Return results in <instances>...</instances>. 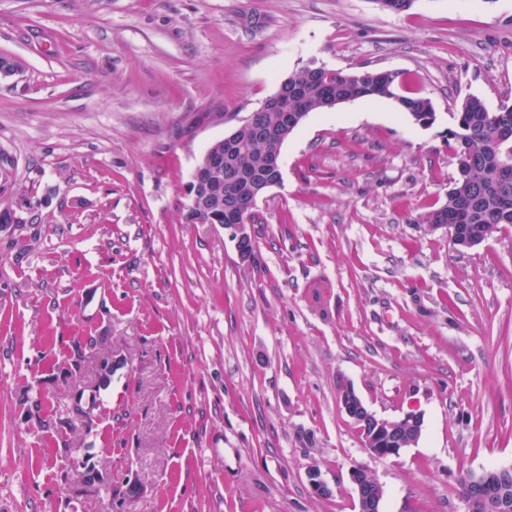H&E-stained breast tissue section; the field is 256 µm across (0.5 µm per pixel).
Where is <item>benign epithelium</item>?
<instances>
[{
  "mask_svg": "<svg viewBox=\"0 0 512 512\" xmlns=\"http://www.w3.org/2000/svg\"><path fill=\"white\" fill-rule=\"evenodd\" d=\"M249 127L271 143L269 167L276 173V179H281V154L277 149L279 131L259 122H253ZM271 186L272 183L265 177L257 176L245 181L231 163L228 162L224 166V231L235 242L238 256L243 262L252 259L250 252L240 248L241 242L249 237L250 232L245 216L235 209L234 198L239 195V190L242 188L257 197ZM443 228L448 230V236L458 250L471 249L479 245L495 230V227L486 224L472 233L461 232L456 224H445ZM341 407L349 418L356 420L363 417L369 422V425L363 429L361 441L362 447L371 458L400 456L409 445L413 444L411 437L418 435L423 427V413L414 409L399 418L387 419L378 417L358 397L341 402ZM349 477L358 501V512H381L382 485L373 471L367 466H355L350 470ZM307 478L316 495L321 497L332 495L331 486L322 478L318 469H308ZM504 497L505 489L487 480L479 481L475 484L472 495L465 499L467 512H501L504 507Z\"/></svg>",
  "mask_w": 512,
  "mask_h": 512,
  "instance_id": "obj_1",
  "label": "benign epithelium"
}]
</instances>
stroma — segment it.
<instances>
[{
    "label": "stroma",
    "instance_id": "1",
    "mask_svg": "<svg viewBox=\"0 0 512 512\" xmlns=\"http://www.w3.org/2000/svg\"><path fill=\"white\" fill-rule=\"evenodd\" d=\"M0 56V512H358V464L383 512H466L461 476L512 463V225L460 251L419 221L450 113L512 104V0H0ZM312 62L398 72L438 120L310 113L241 261L187 184L224 113ZM344 384L418 408V443L370 458ZM358 501V512H381L382 485L368 466H354L349 472Z\"/></svg>",
    "mask_w": 512,
    "mask_h": 512
}]
</instances>
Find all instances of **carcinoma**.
I'll return each mask as SVG.
<instances>
[{
	"label": "carcinoma",
	"instance_id": "cac0c4a2",
	"mask_svg": "<svg viewBox=\"0 0 512 512\" xmlns=\"http://www.w3.org/2000/svg\"><path fill=\"white\" fill-rule=\"evenodd\" d=\"M399 74L390 70L362 69L345 71L322 66H304L284 79L276 93L280 95L277 110L266 112L259 107L256 117L276 124L290 118L323 109V103L340 104L357 99H392L418 125L430 127L437 121L429 98L400 94ZM452 126L448 139L455 144L456 173L448 188L447 199L424 220L476 227L481 224H512V140L504 139L503 130L512 127V104L503 103L489 109L477 96L466 98L459 111L449 114ZM212 148L233 151L244 167L256 172L262 169L268 146L254 138L241 137L236 148L220 139ZM188 224L224 223V205L191 217Z\"/></svg>",
	"mask_w": 512,
	"mask_h": 512
}]
</instances>
